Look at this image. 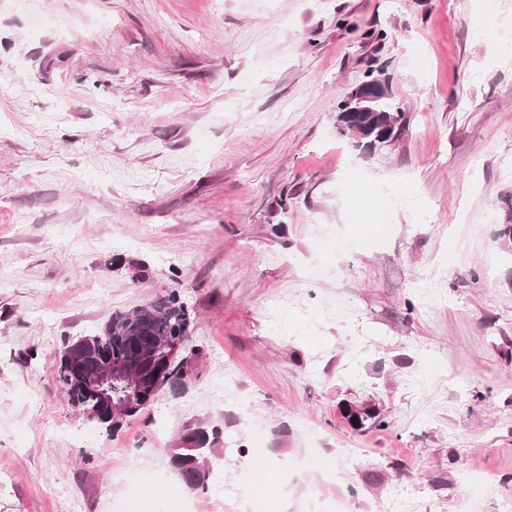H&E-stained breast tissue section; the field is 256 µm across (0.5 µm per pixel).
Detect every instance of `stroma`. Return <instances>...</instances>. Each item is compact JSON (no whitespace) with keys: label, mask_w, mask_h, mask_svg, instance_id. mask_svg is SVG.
<instances>
[{"label":"stroma","mask_w":512,"mask_h":512,"mask_svg":"<svg viewBox=\"0 0 512 512\" xmlns=\"http://www.w3.org/2000/svg\"><path fill=\"white\" fill-rule=\"evenodd\" d=\"M381 66L409 130L366 155L336 105ZM511 192L512 0H0V512H242L256 469L270 512L512 496ZM173 291L188 385L105 433L59 355ZM200 422L220 490L168 466Z\"/></svg>","instance_id":"35a3bbf8"}]
</instances>
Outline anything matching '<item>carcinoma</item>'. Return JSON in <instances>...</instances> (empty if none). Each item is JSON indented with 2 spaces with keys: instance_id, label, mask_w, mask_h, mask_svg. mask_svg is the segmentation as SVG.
Listing matches in <instances>:
<instances>
[{
  "instance_id": "carcinoma-1",
  "label": "carcinoma",
  "mask_w": 512,
  "mask_h": 512,
  "mask_svg": "<svg viewBox=\"0 0 512 512\" xmlns=\"http://www.w3.org/2000/svg\"><path fill=\"white\" fill-rule=\"evenodd\" d=\"M394 97L378 112H348L344 102L337 104L335 115L336 133L351 141L353 147L363 148L386 133L396 143L403 138L409 121L405 112L397 110ZM192 325L191 312L181 295L170 292L147 306V309L116 311L109 315L101 329L91 335L81 336L69 342L62 351L57 381L68 396L70 405L82 412L91 396L85 388V380L100 371L99 358L107 353L112 361L139 366L144 361L147 348L160 338L188 336ZM160 363L145 370L140 381V391L155 393L159 383L156 373ZM137 391L121 382L112 384V402H137ZM353 418L359 427L368 425L384 429L388 423L380 412L367 405L355 407ZM222 431L202 423L187 426L168 449V466L175 474H191L190 491H205L214 472V462L221 459Z\"/></svg>"
}]
</instances>
